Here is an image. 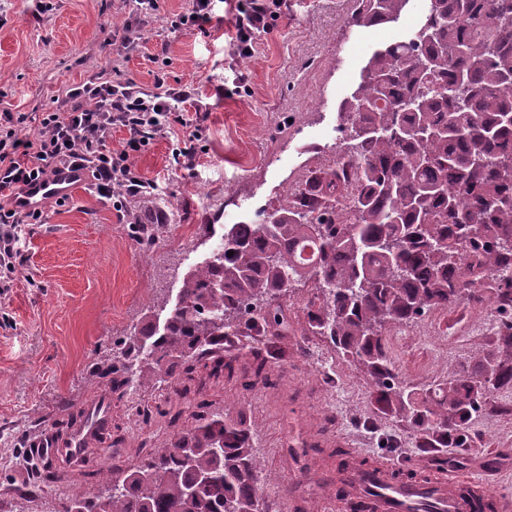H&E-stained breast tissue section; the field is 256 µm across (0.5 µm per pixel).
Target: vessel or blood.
I'll return each instance as SVG.
<instances>
[{"label":"vessel or blood","instance_id":"vessel-or-blood-1","mask_svg":"<svg viewBox=\"0 0 512 512\" xmlns=\"http://www.w3.org/2000/svg\"><path fill=\"white\" fill-rule=\"evenodd\" d=\"M75 185L74 173L66 171L57 177L26 186L16 203L23 210L39 208L47 202L70 195ZM84 409L90 416L88 425L62 439L56 434H47L38 443L42 455L56 456L73 464L79 462L94 430L106 424L110 407L108 400L102 399L85 404ZM465 483V478L456 475L449 476L445 481L397 479L393 476L392 466L388 464L374 469L351 468L344 478L348 497L366 500L372 512H409L421 501L433 502L436 512H472L471 502L458 491L459 486Z\"/></svg>","mask_w":512,"mask_h":512}]
</instances>
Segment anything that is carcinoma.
<instances>
[{
  "label": "carcinoma",
  "instance_id": "obj_1",
  "mask_svg": "<svg viewBox=\"0 0 512 512\" xmlns=\"http://www.w3.org/2000/svg\"><path fill=\"white\" fill-rule=\"evenodd\" d=\"M349 28L393 23L410 0H354ZM344 158L321 172L339 201L344 164L356 168L349 207L314 217L286 194L259 224L224 227L222 247L182 277L177 301L123 343L110 393L165 389L183 407L136 464L112 456L103 487L66 488L63 512H269L271 479L254 453L243 405L219 412L191 400L208 382L270 385V355L243 336H280L295 283L315 282L307 331L359 369L377 401L429 448L464 446L489 395L512 388V0H429L413 35L373 49L341 102ZM489 293L501 322L495 347L442 382H396L388 331ZM85 419L64 409L57 431ZM112 488L110 496L103 490ZM474 512H496L479 490Z\"/></svg>",
  "mask_w": 512,
  "mask_h": 512
}]
</instances>
